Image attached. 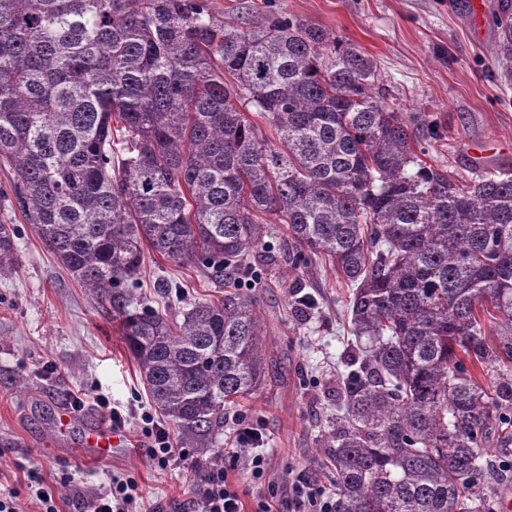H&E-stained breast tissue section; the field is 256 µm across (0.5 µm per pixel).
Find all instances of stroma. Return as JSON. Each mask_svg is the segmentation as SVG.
<instances>
[{
  "label": "stroma",
  "instance_id": "obj_1",
  "mask_svg": "<svg viewBox=\"0 0 512 512\" xmlns=\"http://www.w3.org/2000/svg\"><path fill=\"white\" fill-rule=\"evenodd\" d=\"M484 2L477 29L466 15L467 0H214L213 8L218 19L245 13L255 22L267 10L282 11L358 46L378 64L376 90L439 130L428 163L466 178L512 163V77L494 67L493 20L504 0ZM0 223L21 230L19 269L0 279V489H13L24 512H38L27 490V474L36 470L55 488L60 512H90L93 492L118 476L137 483L145 505L195 512V468L210 454L188 448L179 465L162 470L155 463L152 442L141 433V415L154 407L125 345L122 318L67 273L9 203L0 204ZM272 243V258H253L261 275L244 288L261 315L265 377L257 393L224 412L225 420L240 419L263 433L264 478H254L245 459L224 460L248 512L270 497L286 500L300 473L332 488L323 440L336 421L333 389L351 337L345 283L321 261L289 269V240L277 235ZM176 284L184 291L172 305L165 288ZM137 286L163 312L224 294L193 267L151 253ZM301 291L313 306L294 305ZM82 394L84 408H72ZM99 397L127 423L120 445L93 458L86 437L109 422L95 404Z\"/></svg>",
  "mask_w": 512,
  "mask_h": 512
}]
</instances>
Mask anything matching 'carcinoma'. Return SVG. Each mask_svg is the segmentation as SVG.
Listing matches in <instances>:
<instances>
[{
	"instance_id": "obj_1",
	"label": "carcinoma",
	"mask_w": 512,
	"mask_h": 512,
	"mask_svg": "<svg viewBox=\"0 0 512 512\" xmlns=\"http://www.w3.org/2000/svg\"><path fill=\"white\" fill-rule=\"evenodd\" d=\"M495 24L511 76L512 10ZM376 71L296 16L0 0V162L57 261L124 319L180 443L221 448L225 407L262 384V323L239 291L175 317L132 311L128 283L147 249L216 279L248 272L273 217L351 288L357 353L324 444L335 512H491L489 441L512 446V164L463 179L425 161L419 125L375 91ZM18 236L0 224V277L18 271Z\"/></svg>"
}]
</instances>
